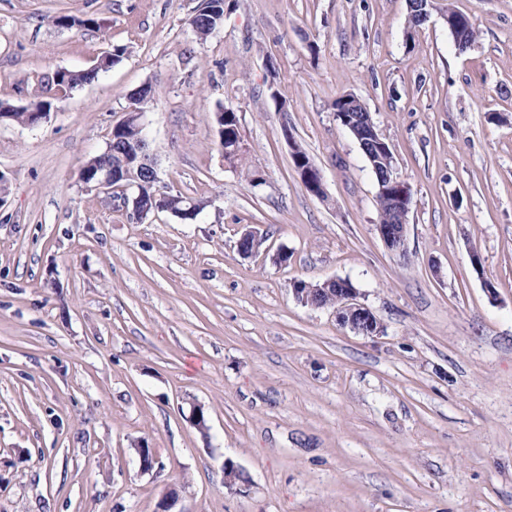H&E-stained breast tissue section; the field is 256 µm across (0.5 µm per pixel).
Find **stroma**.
<instances>
[{"label": "stroma", "mask_w": 512, "mask_h": 512, "mask_svg": "<svg viewBox=\"0 0 512 512\" xmlns=\"http://www.w3.org/2000/svg\"><path fill=\"white\" fill-rule=\"evenodd\" d=\"M200 3L0 0V101L129 48L39 124L0 122V512H158L171 488L179 512H512V0H435L416 29L407 0H224L203 42ZM452 9L478 31L463 53ZM145 84L160 183L205 200L193 220L135 219L79 179ZM343 94L411 190L405 253L377 231ZM249 229L265 241L245 258ZM334 278L380 335L293 295ZM224 23V0H204L189 19L199 41L206 39ZM215 119L217 125L221 127L218 128L219 139L222 137V127H224V138L222 141H219V146L224 153V160L230 165L240 164L243 159V152L235 111L231 108L220 107ZM292 162L296 167H300L299 160H303L306 164L312 163L307 152L297 144H293L292 146ZM301 173V181L306 182L310 187H312V194L319 197L316 193V188L319 186L320 189H324L323 177L320 170L315 166L310 164L308 167H303L299 169ZM314 177H316L317 181H314Z\"/></svg>", "instance_id": "stroma-1"}]
</instances>
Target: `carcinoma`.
Listing matches in <instances>:
<instances>
[{"instance_id":"carcinoma-1","label":"carcinoma","mask_w":512,"mask_h":512,"mask_svg":"<svg viewBox=\"0 0 512 512\" xmlns=\"http://www.w3.org/2000/svg\"><path fill=\"white\" fill-rule=\"evenodd\" d=\"M451 14L456 21L453 35L462 39L468 45L474 43L477 38L475 23L463 13L453 10ZM223 23L224 0H204L189 19V25L200 41L206 40ZM127 52V47L115 46L112 48V51L98 57L97 62L91 68L88 67L83 70H58L55 72V76L51 77L46 83V92L50 93V96L34 100L23 106L0 102V111L7 114L8 120L25 125L30 120V113L49 112L53 100L66 95L78 87L95 81L100 72L118 64ZM216 123L224 128V138L219 142V146L224 153V160L231 165L241 163L243 159L241 134L235 111L227 107L219 108L216 113ZM131 125L132 121H127L124 124V128L116 132L115 137L111 139L112 155L109 156L102 153L89 158L88 162L97 165L110 159L112 164L117 167L124 162L129 167L136 168L138 152L137 144L133 139ZM172 198L176 199V208H186L192 205L196 214L205 207V202L201 199L164 190L155 183L141 187V196L138 204L140 208L151 213L157 208L165 207Z\"/></svg>"}]
</instances>
